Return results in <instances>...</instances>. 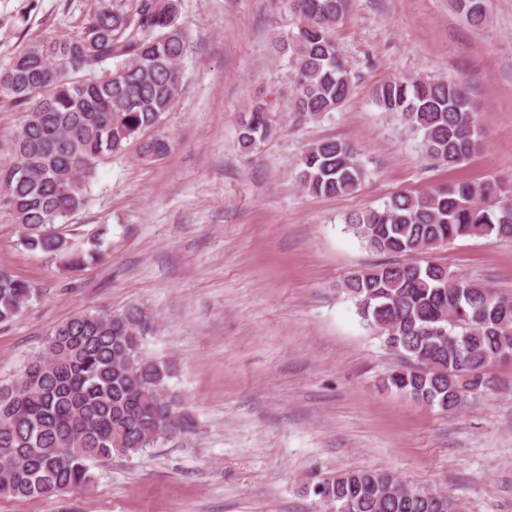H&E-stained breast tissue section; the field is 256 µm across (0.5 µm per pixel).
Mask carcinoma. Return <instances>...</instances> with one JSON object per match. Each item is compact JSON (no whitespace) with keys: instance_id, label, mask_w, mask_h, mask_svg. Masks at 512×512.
Masks as SVG:
<instances>
[{"instance_id":"obj_1","label":"carcinoma","mask_w":512,"mask_h":512,"mask_svg":"<svg viewBox=\"0 0 512 512\" xmlns=\"http://www.w3.org/2000/svg\"><path fill=\"white\" fill-rule=\"evenodd\" d=\"M349 0H289L297 31L274 40L288 57L295 95L290 110L306 119L338 111L353 90L335 29ZM180 0H97L76 34L31 44L0 70V100L24 114L12 141L20 173L0 192L23 228L27 250L55 254L69 272L102 257L101 225L88 249L74 251L56 232L84 207L98 164L156 128L181 93L178 65L191 49ZM473 27L488 23L486 0H454ZM376 104L421 136L444 166L468 161L481 144L469 82L398 79L381 83ZM276 108L252 101L238 134L245 152L276 135ZM364 171L343 142L311 144L298 182L316 196L355 192ZM381 254H420L465 237L512 240V186L488 178L428 193L399 192L383 206L346 217ZM342 292L386 346L410 365L384 385L442 413L491 390L489 368L512 361V297L461 279L434 261L390 262L345 277ZM39 297L26 280L0 273V324ZM148 318L138 307L82 311L56 325L14 380L0 382V498H34L88 488L91 464L133 457L194 422L173 395V365L147 356ZM390 471L353 469L321 479L312 492L337 512H456L437 491L403 489Z\"/></svg>"}]
</instances>
